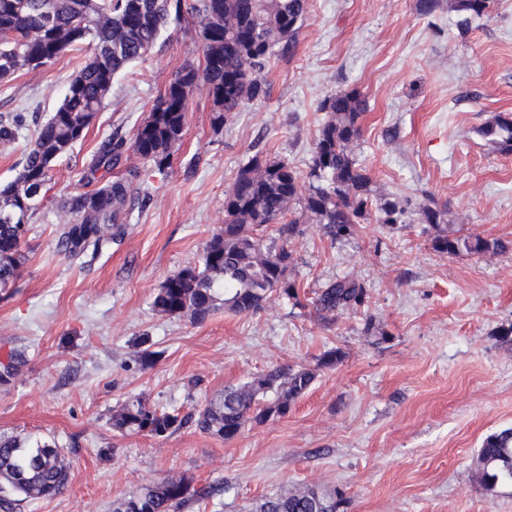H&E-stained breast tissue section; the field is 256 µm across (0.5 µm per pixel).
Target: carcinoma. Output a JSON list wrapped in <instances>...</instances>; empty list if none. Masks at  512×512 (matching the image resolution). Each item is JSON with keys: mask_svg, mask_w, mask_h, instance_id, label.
Listing matches in <instances>:
<instances>
[{"mask_svg": "<svg viewBox=\"0 0 512 512\" xmlns=\"http://www.w3.org/2000/svg\"><path fill=\"white\" fill-rule=\"evenodd\" d=\"M490 0H448L465 33L471 20L487 15ZM308 12V0H0V82L17 73L52 63L71 49L89 50L88 61L70 79L56 111L38 124L33 141L23 150L14 180L0 184V288L19 276L23 242L30 220L45 197L55 162L85 138L107 98L116 76L156 45L171 24L190 19L209 29L203 46L204 67L179 68L132 137L105 140L89 163V174L106 173L130 152L152 163L164 175L181 144L190 91L202 82L212 91L216 115L267 96L260 77L274 49H292ZM320 110L329 117L320 125L312 164L307 173L288 161L254 157L241 167L224 200V224L208 241L199 263L187 266L162 283L153 300L165 316L206 321L220 309L241 315L259 310L274 293L297 298L290 281L291 254L264 243L259 230L281 224L297 231L294 205L301 215L322 225L333 240L352 233L353 225L375 216L379 224H400L405 209L389 199L372 200V177L354 154L353 145L368 110L356 89L325 98ZM486 133L500 137L501 150L512 154V119L499 115ZM141 176L137 167L126 176L90 192L67 198L61 208L57 251L72 263L102 254L125 233L119 222L135 204L132 187ZM433 248L462 252L503 251L507 245L450 229L433 239ZM365 288L353 280H336L313 301L325 316L364 304ZM24 362L11 353L0 363L6 383ZM316 374L307 368H276L250 382L227 386L216 401L179 415L161 412L142 398L126 400L112 415L121 434L163 437L186 425L204 434L231 440L248 424L285 417L311 387ZM480 481L486 489L512 483V428L485 438L479 449ZM64 449L40 438L0 436V509L12 512L24 500L53 496L69 481ZM210 486L195 487L185 476H167L113 503V512H178L212 496ZM343 496H321L316 488L281 489L260 499L252 512H341Z\"/></svg>", "mask_w": 512, "mask_h": 512, "instance_id": "carcinoma-1", "label": "carcinoma"}]
</instances>
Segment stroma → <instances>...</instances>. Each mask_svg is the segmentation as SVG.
Segmentation results:
<instances>
[{
	"label": "stroma",
	"mask_w": 512,
	"mask_h": 512,
	"mask_svg": "<svg viewBox=\"0 0 512 512\" xmlns=\"http://www.w3.org/2000/svg\"><path fill=\"white\" fill-rule=\"evenodd\" d=\"M456 21L444 7L422 14L419 0H310L296 46L262 72L267 96L217 129L205 85L193 88L172 168L136 184L148 200L124 215L122 239L74 266L56 249L60 204L89 191L84 170L102 141L132 136L180 67H203L197 26L171 29L114 80L86 137L56 162L20 275L0 290V360L24 356L0 384V433L56 442L71 473L61 493L18 512H112L171 474L219 489L186 512H249L303 485L341 492L345 512H512V484L486 490L478 459L488 435L512 426V155L485 132L512 116V0H491L467 34ZM87 58L70 50L0 83V126L18 112L48 118ZM352 88L369 104L354 152L374 192L407 206L405 223L359 224L336 241L308 220L290 237L267 225L264 240L291 254L297 301L274 295L202 323L157 314L161 284L223 224L237 170L255 157L308 170L321 101ZM429 206L507 250L435 251V228L419 221ZM343 278L365 288V304L320 316L317 292ZM144 336L158 353L148 366ZM330 349L342 359L322 367ZM280 365L317 377L287 416L233 440L112 428L130 396L185 414Z\"/></svg>",
	"instance_id": "35a3bbf8"
}]
</instances>
